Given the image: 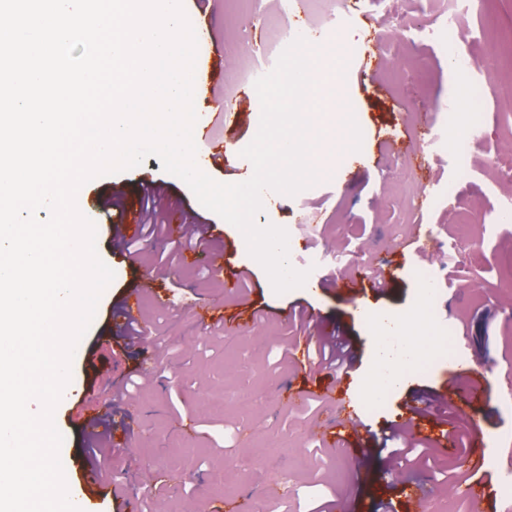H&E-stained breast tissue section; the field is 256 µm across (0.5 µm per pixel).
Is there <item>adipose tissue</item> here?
Listing matches in <instances>:
<instances>
[{
	"mask_svg": "<svg viewBox=\"0 0 512 512\" xmlns=\"http://www.w3.org/2000/svg\"><path fill=\"white\" fill-rule=\"evenodd\" d=\"M425 321L420 310L403 319L382 312L371 317L376 343L372 366L363 380L368 397H381L404 383L408 370L420 357V335Z\"/></svg>",
	"mask_w": 512,
	"mask_h": 512,
	"instance_id": "obj_1",
	"label": "adipose tissue"
}]
</instances>
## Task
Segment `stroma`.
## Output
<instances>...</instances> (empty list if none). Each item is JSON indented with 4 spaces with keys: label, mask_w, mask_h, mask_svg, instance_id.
Segmentation results:
<instances>
[{
    "label": "stroma",
    "mask_w": 512,
    "mask_h": 512,
    "mask_svg": "<svg viewBox=\"0 0 512 512\" xmlns=\"http://www.w3.org/2000/svg\"><path fill=\"white\" fill-rule=\"evenodd\" d=\"M321 8L312 0L285 16L280 0H257L255 11L244 14L235 0H185L192 27L212 48L210 93L231 106L218 117L197 104L212 139L234 142L239 150L253 140L261 105L241 80L253 48L273 40L286 21L315 28ZM345 8L352 16L343 29L354 36L353 57L337 72L323 64L318 101L327 105L345 88L358 109L356 149L342 155L320 141L319 152L332 163L331 179L294 196L265 191L255 217L294 238V268H301L299 251L308 246L344 252L334 287L275 294L243 234L162 171L157 157L80 188L140 211L145 182L161 185L166 198L180 200L187 219L212 226L225 270L247 267L252 273L230 291L204 261L181 258L160 277L152 268L169 251L168 234L139 237L142 261L133 265L115 232L99 225L98 254L115 277L72 358L80 393L62 398L53 414L69 479L79 480L90 463L102 472L90 488L95 512H335L340 503L346 512H417L409 491L417 480L428 484L436 512H494L499 503L493 480L479 503L452 488L469 476L466 453H497L496 432L512 427V413L499 397L472 403L468 416L459 418L457 451L438 450L433 463L394 474L387 451L374 449V440L393 425L412 422L413 393L456 398L454 367L416 366L405 386L379 401L365 396L360 377L371 366L376 340L371 315L407 314L424 267L435 270L440 285L429 336L444 329L467 336L471 367L495 386L512 379V219L501 215L512 192V0H482L461 15L446 41L414 35L437 17L440 0H345ZM490 52L500 65L476 76L470 112L482 137L462 169L453 149L425 147L423 138L456 99L450 59ZM370 265L389 271L388 288L350 296L349 282ZM137 288L150 338L129 349L114 323ZM161 296L169 305H158ZM194 299L210 307V326L199 323ZM285 309L294 318L280 319ZM336 329L356 343V369L340 380L328 369H304L292 351L295 337ZM346 400L360 416L352 445L367 451L357 462L318 435ZM83 405L105 423L98 443L89 441L78 413ZM283 483L284 499L277 494Z\"/></svg>",
    "instance_id": "1"
}]
</instances>
